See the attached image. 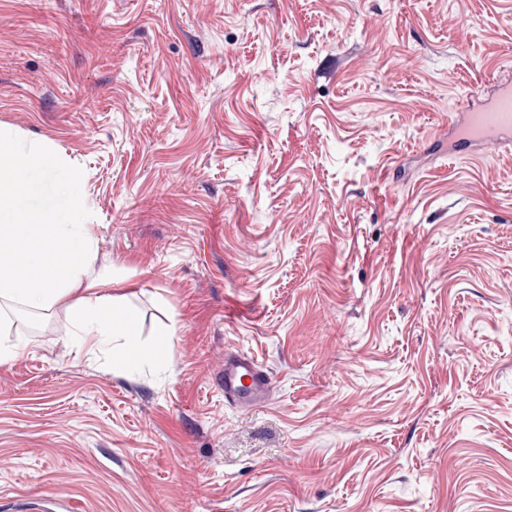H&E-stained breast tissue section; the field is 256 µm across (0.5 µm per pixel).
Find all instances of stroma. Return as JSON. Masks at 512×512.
I'll return each instance as SVG.
<instances>
[{"label": "stroma", "mask_w": 512, "mask_h": 512, "mask_svg": "<svg viewBox=\"0 0 512 512\" xmlns=\"http://www.w3.org/2000/svg\"><path fill=\"white\" fill-rule=\"evenodd\" d=\"M508 78L512 0H0V127L156 353L20 315L0 512H512V147L448 154ZM270 388L268 375L248 355L232 352L224 361V400L249 407L263 401Z\"/></svg>", "instance_id": "1"}]
</instances>
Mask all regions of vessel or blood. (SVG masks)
I'll use <instances>...</instances> for the list:
<instances>
[{"label":"vessel or blood","instance_id":"1","mask_svg":"<svg viewBox=\"0 0 512 512\" xmlns=\"http://www.w3.org/2000/svg\"><path fill=\"white\" fill-rule=\"evenodd\" d=\"M461 124L474 126L467 146L489 151L512 144V84L499 86L491 102L483 109L465 114ZM270 380L257 361L250 356L232 352L224 361V400L236 406L249 407L263 401Z\"/></svg>","mask_w":512,"mask_h":512}]
</instances>
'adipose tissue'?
Instances as JSON below:
<instances>
[{"label": "adipose tissue", "instance_id": "adipose-tissue-1", "mask_svg": "<svg viewBox=\"0 0 512 512\" xmlns=\"http://www.w3.org/2000/svg\"><path fill=\"white\" fill-rule=\"evenodd\" d=\"M0 154L13 165L0 169V265L16 269V278L0 280V326L8 310L25 307L42 311L64 305L87 351L118 345L127 364H147L153 351L142 349L138 313L125 296L108 290V277L93 276L97 252L96 225L85 219V199L77 174L57 189L56 206L39 204L41 183L33 171L51 173L55 167L46 145L22 146L12 133L0 129ZM121 308L118 323L104 316Z\"/></svg>", "mask_w": 512, "mask_h": 512}]
</instances>
